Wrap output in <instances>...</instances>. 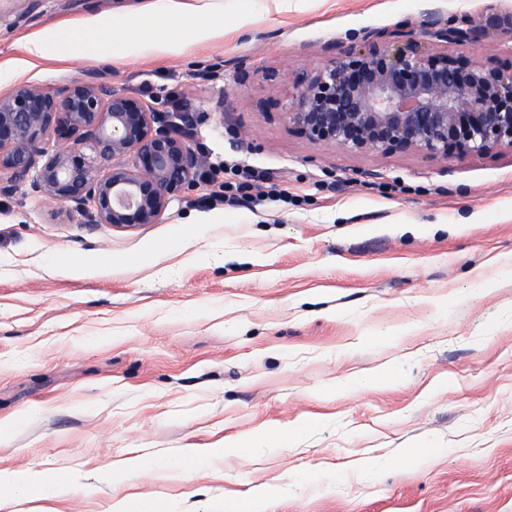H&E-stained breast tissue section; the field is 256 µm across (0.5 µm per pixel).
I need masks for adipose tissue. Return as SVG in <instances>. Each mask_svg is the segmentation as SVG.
I'll use <instances>...</instances> for the list:
<instances>
[{"label":"adipose tissue","instance_id":"ef3b65f1","mask_svg":"<svg viewBox=\"0 0 512 512\" xmlns=\"http://www.w3.org/2000/svg\"><path fill=\"white\" fill-rule=\"evenodd\" d=\"M93 22L98 29L96 35L81 38L69 30H50L31 45L29 52L45 57L62 50L73 55L111 59L118 44L130 46L144 41L173 47L190 36L204 38L212 27L223 25L224 16L190 9L184 0H166L162 7L145 10L133 28L126 19L114 17L109 11L95 16Z\"/></svg>","mask_w":512,"mask_h":512}]
</instances>
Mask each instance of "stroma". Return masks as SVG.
<instances>
[{
	"label": "stroma",
	"instance_id": "obj_1",
	"mask_svg": "<svg viewBox=\"0 0 512 512\" xmlns=\"http://www.w3.org/2000/svg\"><path fill=\"white\" fill-rule=\"evenodd\" d=\"M164 0H0V95L91 79L194 125L204 174L156 223L0 196V512H512V151L351 154L292 134L287 85L369 30L490 0H187L224 24L118 62L36 58L49 27ZM264 201L224 202V169ZM125 264L114 267V259ZM399 364V381L354 379ZM311 424L294 447L274 429ZM247 450L220 454L236 437ZM430 448L395 466L401 448ZM147 470L118 477L137 456Z\"/></svg>",
	"mask_w": 512,
	"mask_h": 512
}]
</instances>
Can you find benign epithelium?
Returning a JSON list of instances; mask_svg holds the SVG:
<instances>
[{"label":"benign epithelium","mask_w":512,"mask_h":512,"mask_svg":"<svg viewBox=\"0 0 512 512\" xmlns=\"http://www.w3.org/2000/svg\"><path fill=\"white\" fill-rule=\"evenodd\" d=\"M501 27L512 54V10L457 26L428 9L412 26L368 31L292 86L288 128L349 153L409 152L464 159L512 148V68L467 58L484 25ZM202 160L189 121L153 100L90 80L47 88L19 84L0 95V195L61 204L89 224H154Z\"/></svg>","instance_id":"obj_1"}]
</instances>
